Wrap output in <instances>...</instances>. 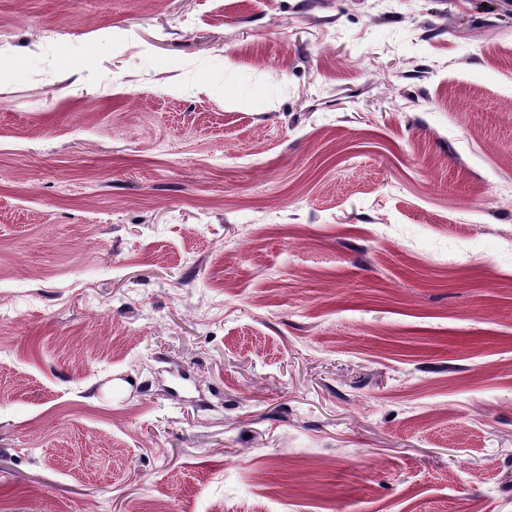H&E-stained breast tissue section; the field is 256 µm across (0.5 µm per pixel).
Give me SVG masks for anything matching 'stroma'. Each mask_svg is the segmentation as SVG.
Wrapping results in <instances>:
<instances>
[{
  "instance_id": "stroma-1",
  "label": "stroma",
  "mask_w": 512,
  "mask_h": 512,
  "mask_svg": "<svg viewBox=\"0 0 512 512\" xmlns=\"http://www.w3.org/2000/svg\"><path fill=\"white\" fill-rule=\"evenodd\" d=\"M0 29V512H512V0Z\"/></svg>"
}]
</instances>
